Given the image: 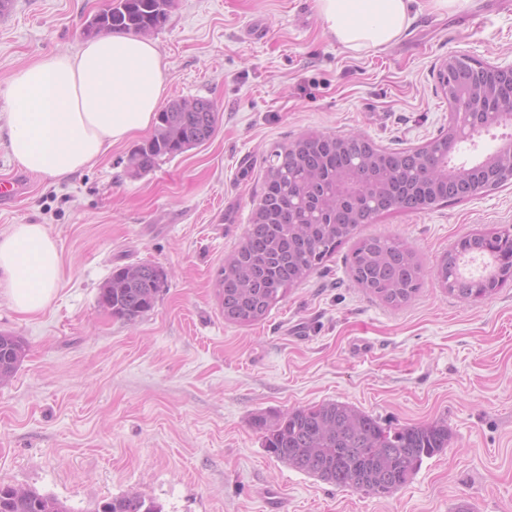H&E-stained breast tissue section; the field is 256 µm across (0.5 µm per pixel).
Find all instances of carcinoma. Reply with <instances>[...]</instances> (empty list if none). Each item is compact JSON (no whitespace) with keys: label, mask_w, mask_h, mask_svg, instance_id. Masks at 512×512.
Listing matches in <instances>:
<instances>
[{"label":"carcinoma","mask_w":512,"mask_h":512,"mask_svg":"<svg viewBox=\"0 0 512 512\" xmlns=\"http://www.w3.org/2000/svg\"><path fill=\"white\" fill-rule=\"evenodd\" d=\"M170 0H109L88 20L85 32L143 33L158 29L167 20ZM218 112L207 99H175L158 112L152 136L130 156L136 171H151L162 156L174 157L212 138ZM303 154L314 169L313 196L324 204V223L294 224V203L288 186L264 174L260 201L268 222H250L240 248L224 259L216 277L217 294L224 321L253 324L263 320L288 290L305 280L313 270L350 238L357 225L338 223L341 209L349 202L336 201L327 189L343 167L346 156L336 137L312 132L306 135ZM288 146H278L265 158V170L288 168ZM410 162L404 151L383 150L379 165L394 175L390 192L378 212L419 210L457 197L437 165L421 166L418 177L407 181L402 167ZM494 239L503 255H512V238L499 230L479 233L469 254L489 261L483 242ZM354 281L393 306L408 303L420 287V267L414 253L398 239L375 236L362 240L349 259ZM484 273L454 276L449 293L464 302L482 300L479 284ZM166 285L159 266L142 263L115 269L99 289L98 299H107L111 315L134 321L150 312ZM25 341L0 333V381L12 376L25 357ZM251 425L262 435L263 448L277 460L324 483L385 497L405 485L423 460L446 448L448 423L436 420L424 425L384 426L373 416L341 401L312 407H297L285 413L258 412ZM0 512H69L56 497L32 490L0 486ZM95 512H162V507L136 493L100 503Z\"/></svg>","instance_id":"cac0c4a2"}]
</instances>
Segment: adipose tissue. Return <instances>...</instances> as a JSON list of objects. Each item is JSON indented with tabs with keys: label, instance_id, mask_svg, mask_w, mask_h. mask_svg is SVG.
<instances>
[{
	"label": "adipose tissue",
	"instance_id": "1",
	"mask_svg": "<svg viewBox=\"0 0 512 512\" xmlns=\"http://www.w3.org/2000/svg\"><path fill=\"white\" fill-rule=\"evenodd\" d=\"M414 0H314L328 34L346 50L382 49L412 21ZM165 68L155 44L106 34L76 52L22 67L0 90L9 108V148L23 169L64 178L91 166L107 148L148 129L163 100ZM61 278L57 242L42 224L0 234V297L22 314L51 303Z\"/></svg>",
	"mask_w": 512,
	"mask_h": 512
}]
</instances>
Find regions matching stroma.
I'll use <instances>...</instances> for the list:
<instances>
[{"instance_id":"obj_1","label":"stroma","mask_w":512,"mask_h":512,"mask_svg":"<svg viewBox=\"0 0 512 512\" xmlns=\"http://www.w3.org/2000/svg\"><path fill=\"white\" fill-rule=\"evenodd\" d=\"M104 0H12L0 15V89L20 68L77 51ZM166 100L204 98L219 114L208 142L134 174L141 131L67 180L28 174L30 195L0 205V233L43 224L61 280L47 309L0 332L27 352L0 382V485L31 489L70 512L137 493L164 512H512V284L463 305L440 288V260L464 236L512 226V186L361 225L265 319L225 323L215 280L242 243L266 155L317 131L390 149L436 138L448 123L443 59L512 61V0L420 8L382 50L352 53L326 33L314 0H172L151 32ZM411 248L421 287L394 308L359 287L357 240ZM167 275L152 311L112 317L98 290L114 268ZM328 400L383 425L446 420L444 452L387 497L339 489L270 456L250 418Z\"/></svg>"}]
</instances>
